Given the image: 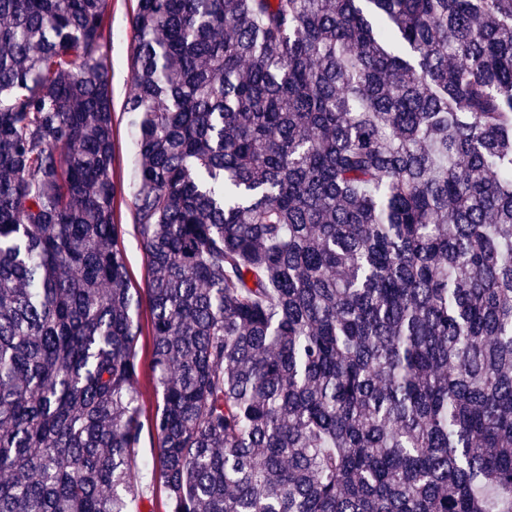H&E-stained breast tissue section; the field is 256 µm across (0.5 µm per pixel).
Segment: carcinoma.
I'll return each mask as SVG.
<instances>
[{"mask_svg": "<svg viewBox=\"0 0 512 512\" xmlns=\"http://www.w3.org/2000/svg\"><path fill=\"white\" fill-rule=\"evenodd\" d=\"M0 0V512H512V0ZM107 22L112 30V63L109 82L114 114V161L112 179L117 187L114 199V219L120 232L127 257L131 286L144 293L150 276L147 258L137 243L131 196L135 181V154L131 115L124 104L132 91V29L131 19L136 0H108ZM138 318L142 326V335L140 336L138 344V356L141 363L138 386L141 395V421L144 424L138 457L139 459L149 461L155 457L158 448L157 436L151 429V419L156 413L159 395L156 392L154 379L149 370L153 340L151 334V314L145 303L139 310ZM147 485L144 497L139 502L138 510L140 511L137 512H166L168 510L166 492L162 481L160 479L151 481V476H148Z\"/></svg>", "mask_w": 512, "mask_h": 512, "instance_id": "obj_1", "label": "carcinoma"}]
</instances>
